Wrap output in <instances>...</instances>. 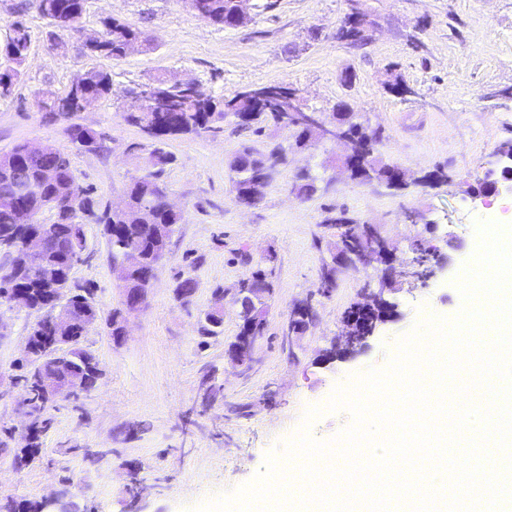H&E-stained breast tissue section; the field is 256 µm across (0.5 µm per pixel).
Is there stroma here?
<instances>
[{
  "mask_svg": "<svg viewBox=\"0 0 512 512\" xmlns=\"http://www.w3.org/2000/svg\"><path fill=\"white\" fill-rule=\"evenodd\" d=\"M373 25L366 44L338 41L348 0H243V24L220 27L201 19L188 0H85L81 30L54 27L38 0H0V47L22 21L30 34L27 59L12 92L0 98V153L20 143L51 142L70 152L77 182L96 201L122 204L143 174L151 141L123 114L133 96L157 77L199 84L213 96L273 84L297 89L305 110L332 119L347 104L359 122L383 132L384 163L402 169L406 188L350 180L335 160L341 147L266 125L262 135L222 124L202 136H179L164 181L183 211L158 267L145 307L127 316V335L114 344L108 322L123 291L112 270L100 225L87 223L74 284L91 288L99 318L83 343L96 356L95 389L61 399L48 411L40 453L24 468L12 449L23 447L24 384L20 365L40 315L0 306V512L6 503H43L59 512H195L251 482L268 454L284 457L301 433L334 441L352 422L347 409L328 410L337 388L371 370L386 369L400 339L426 311L453 319L462 306L459 270L472 257L476 224L490 209L473 196L497 153L512 143V0H359ZM114 18L153 37L151 49L132 46L123 58L87 52L85 38ZM112 76V92L77 113L76 123L102 133L93 153L73 150L66 119L39 109L44 92H66L90 70ZM398 76L410 89L388 88ZM283 149L286 162L263 189L259 204H240L230 163L243 147ZM444 168L447 181L419 177ZM317 179L310 197L296 195L300 172ZM346 212L380 225L396 248L402 273L387 297L397 314L366 346L346 355L333 347L342 316L367 289L382 286L373 266L342 272L329 293L318 275L331 253L324 220ZM429 242L448 268L428 282L417 274L416 243ZM270 267L274 285L257 363L242 374L230 363L239 332V284ZM196 281L183 302L180 278ZM224 290V332L202 340L199 328L215 288ZM309 302L315 318L301 335L283 334L292 308ZM218 386L205 399L206 384Z\"/></svg>",
  "mask_w": 512,
  "mask_h": 512,
  "instance_id": "35a3bbf8",
  "label": "stroma"
}]
</instances>
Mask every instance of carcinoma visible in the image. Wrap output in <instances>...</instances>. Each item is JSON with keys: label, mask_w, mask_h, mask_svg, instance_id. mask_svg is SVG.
<instances>
[{"label": "carcinoma", "mask_w": 512, "mask_h": 512, "mask_svg": "<svg viewBox=\"0 0 512 512\" xmlns=\"http://www.w3.org/2000/svg\"><path fill=\"white\" fill-rule=\"evenodd\" d=\"M196 13L204 20L218 26H238L243 23L244 15L235 0H191ZM41 14L48 18L55 27L70 32L81 30L83 0H39ZM104 32L97 42V49L104 57L120 58L124 55L127 44L132 40L150 43V38L142 31L117 19L108 18L103 22ZM30 44V35L22 22L13 23V34L9 39V50L6 58L9 63L8 73L0 75V96H7L15 79L20 74ZM112 92L111 75L101 70H91L84 83L81 93L70 90L63 95L50 93L40 101V107L47 112L70 116L85 110L88 106L108 96ZM295 89L287 84L267 85L242 90L229 98L217 99L207 90L196 94V98L186 104L179 102L172 105L175 112L164 122L157 123L165 137L159 138L145 125L144 120L132 115L124 116V120L146 133L154 143L149 153V167L135 178L127 191V207L120 213H109L104 210L98 217V224L103 226V234L107 238L112 263L119 265L124 256L139 250L144 256L140 266L125 273V279L133 287L147 284L154 278L151 265V254L158 243L167 245L169 239L181 223L182 218L172 215L166 208L167 186L161 178L166 168L173 164L175 157L164 150L163 144L171 136L194 134L200 135L216 130L215 124L230 122L237 129L255 128L259 133L263 123L273 121L277 126L288 128L295 124L298 116V105L292 93ZM70 143L78 150L91 144L93 149L100 145V135L89 128L73 125L68 130ZM343 137L349 142L352 159L356 168L350 171V178L362 182L377 181L388 183L390 165L379 158L378 147L382 143V130H371L362 123L348 116L347 128ZM20 165L29 169L31 176L44 193L55 192L57 184L43 180L42 172L53 169L60 179H72L70 156L67 152L49 143L44 149L40 160L28 162L17 155ZM284 162L282 150L275 149L261 155L246 148L232 161L230 168L234 173L232 183L240 203L255 206L260 199L255 197L252 187L257 176L267 167ZM18 211L13 206H0V233L10 230L18 223ZM60 233L70 244V251L63 256H51L49 262L65 264L73 268L81 260V251L85 244V224L82 215L69 214L65 211L53 216L52 222L43 224L32 231L29 243L37 246L46 235ZM44 288L38 275L30 274L13 285L0 287V305H11L15 299H22L25 304L17 309L31 310L35 308ZM214 306L206 313L201 326V335L208 338L219 335L224 328V289L217 288L213 292ZM71 372L79 379V392H88L95 387L99 379L97 360L91 350L78 341L71 350ZM49 423L45 418L34 422L35 431L29 446L21 449L20 461L29 462L38 453V440L43 426Z\"/></svg>", "instance_id": "carcinoma-1"}]
</instances>
